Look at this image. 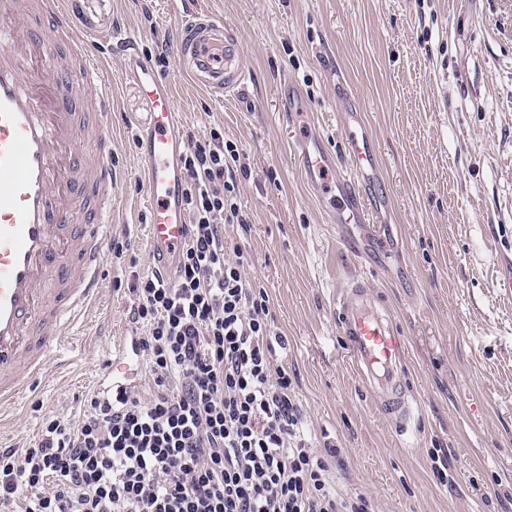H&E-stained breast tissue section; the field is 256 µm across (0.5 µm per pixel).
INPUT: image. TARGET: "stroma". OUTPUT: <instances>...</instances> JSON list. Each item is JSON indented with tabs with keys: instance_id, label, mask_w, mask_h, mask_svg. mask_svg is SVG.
Segmentation results:
<instances>
[{
	"instance_id": "obj_1",
	"label": "stroma",
	"mask_w": 512,
	"mask_h": 512,
	"mask_svg": "<svg viewBox=\"0 0 512 512\" xmlns=\"http://www.w3.org/2000/svg\"><path fill=\"white\" fill-rule=\"evenodd\" d=\"M243 50L242 94L192 87L175 50L169 0H112V27L177 91L189 135L223 128L248 174L247 221L228 240L266 289L276 357L292 379L317 445L339 453L340 487L376 512H512V0H204ZM93 54L112 78V150L124 173L104 295L36 386L0 424V448L38 443L45 413L77 416L94 393L110 340L127 333L130 272L150 273L134 132L148 103L108 46ZM297 88L332 149L342 105L357 97L376 137L391 224L403 242L394 277L374 254L337 242L289 152L283 82ZM362 278L408 339L415 428L399 435L369 400L336 333V294Z\"/></svg>"
}]
</instances>
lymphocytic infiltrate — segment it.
Wrapping results in <instances>:
<instances>
[{"label": "lymphocytic infiltrate", "instance_id": "1", "mask_svg": "<svg viewBox=\"0 0 512 512\" xmlns=\"http://www.w3.org/2000/svg\"><path fill=\"white\" fill-rule=\"evenodd\" d=\"M240 150L214 127L183 168L190 236L175 283L134 275L129 321L147 385L79 420L47 416L37 446L0 448V512H374L335 486L275 353L269 296L226 257L243 223Z\"/></svg>", "mask_w": 512, "mask_h": 512}]
</instances>
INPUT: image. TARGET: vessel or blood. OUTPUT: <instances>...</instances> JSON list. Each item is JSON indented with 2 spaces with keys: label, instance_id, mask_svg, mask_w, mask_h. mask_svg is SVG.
<instances>
[{
  "label": "vessel or blood",
  "instance_id": "1",
  "mask_svg": "<svg viewBox=\"0 0 512 512\" xmlns=\"http://www.w3.org/2000/svg\"><path fill=\"white\" fill-rule=\"evenodd\" d=\"M181 16L177 54L188 79L221 97L247 79L243 52L199 0H172ZM112 39V0H0V414L22 397L78 319L103 297L101 266L112 237L120 178L112 152V98L91 50ZM65 40L84 67L90 113L79 112L66 70L51 67ZM123 76L150 106L137 134V175L146 202L152 267L174 281L189 237L182 157L188 147L174 88L132 43ZM340 166L316 122L294 131L289 148L325 220L353 256L394 253L399 242L376 219V141L358 111L344 113ZM336 330L366 396L399 431L413 414L407 340L369 285H346ZM96 380L105 399L132 384L138 353L111 342Z\"/></svg>",
  "mask_w": 512,
  "mask_h": 512
}]
</instances>
